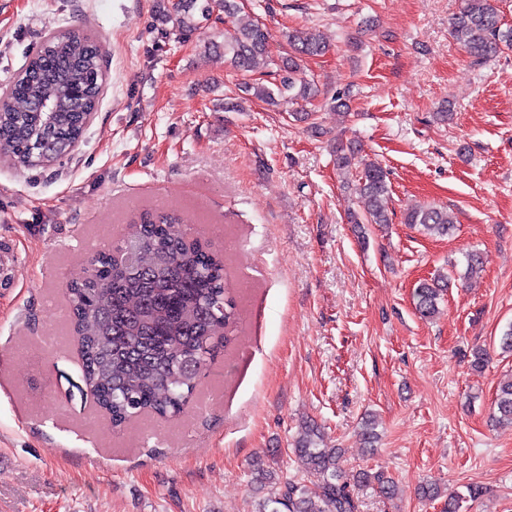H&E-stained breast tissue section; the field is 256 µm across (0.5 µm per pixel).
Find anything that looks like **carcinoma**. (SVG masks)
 <instances>
[{"label": "carcinoma", "mask_w": 512, "mask_h": 512, "mask_svg": "<svg viewBox=\"0 0 512 512\" xmlns=\"http://www.w3.org/2000/svg\"><path fill=\"white\" fill-rule=\"evenodd\" d=\"M499 0H464L449 34L482 65L512 51V27L504 25ZM208 20L224 12L231 27L224 31V60L237 72H255L274 63L271 37L264 25L238 17L237 0H177L175 10L161 15L171 28L166 36L197 29L195 12ZM301 56L325 53L319 34L291 36ZM276 89L247 83L243 92L267 101L286 97L307 100L318 88L290 56L265 72ZM105 82L103 50L90 35L69 31L48 35L9 87L10 99L0 111V159L24 169L61 163L83 138L87 117L97 111ZM41 101L58 104L56 112H35ZM336 168L352 175L346 189L363 204L348 212L350 224H390V187L380 163L364 158L352 142L336 147ZM187 217L177 210H144L113 243L90 254V270L68 288L67 320L78 338L83 380L112 427L134 418L179 415L195 396L198 378L214 358L219 341L238 319L236 298L225 283L224 257L180 228ZM404 223L444 236L456 224L448 208L426 206L407 213ZM478 251L465 255L464 277L484 270ZM443 288L421 282L414 292L424 318L438 310ZM494 420L512 424V377L500 381ZM308 465L303 482L275 480L261 467L253 482L264 494L258 512H359L355 490L371 488L386 499L396 495L395 482L381 472L361 468L347 473L340 448L323 444L319 426L306 422L294 443Z\"/></svg>", "instance_id": "1"}]
</instances>
